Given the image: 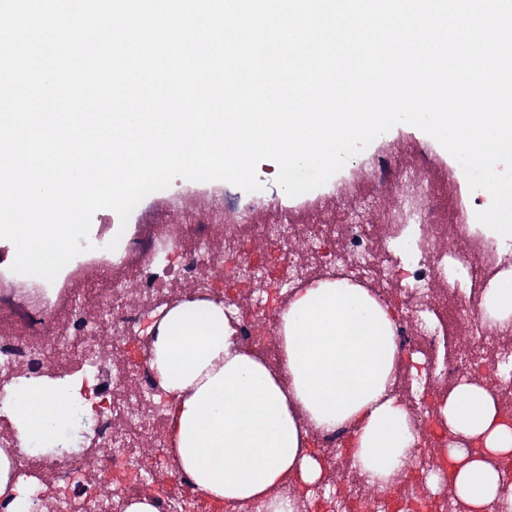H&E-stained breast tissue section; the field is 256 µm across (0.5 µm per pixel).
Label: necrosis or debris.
Masks as SVG:
<instances>
[{
	"instance_id": "obj_1",
	"label": "necrosis or debris",
	"mask_w": 512,
	"mask_h": 512,
	"mask_svg": "<svg viewBox=\"0 0 512 512\" xmlns=\"http://www.w3.org/2000/svg\"><path fill=\"white\" fill-rule=\"evenodd\" d=\"M398 178L413 183L388 216L389 245L378 248L364 222L363 213H354L345 225L339 257L311 251L305 262L292 258L296 237L289 224H228L224 227L223 250L212 256L204 248L211 231V210L200 207L188 214L183 223L169 225L167 232L146 247L123 240L124 248L138 250L125 273L136 291L125 298L121 281H114L113 291L97 299L99 317L88 322L82 308H73L66 321H56L46 306L47 291L33 289L22 311L29 323L27 335L0 334V393L37 381L55 384L63 375L62 365H70L73 376L87 382L88 406L95 426L81 451L67 450L47 457L33 455L15 460L17 475L31 481V491L38 497L44 512H126L144 480L156 484V512H208L200 495L188 494L192 480L186 473L169 475L164 463L147 464L142 451L145 440L160 441L167 426L166 401L156 372L151 365L157 332H145L147 315L177 301L178 288L188 290L192 300L218 298L221 290L251 293L254 281H262L267 293L285 297L288 284L327 273L349 263L351 273L363 279H380L389 283L404 281L403 295L412 307L411 320L395 319L394 340L399 349H412L424 343L435 349L439 336L428 311L418 309L419 295L435 282L459 288L481 267L500 273L512 260L501 253L496 237L475 224L457 225V232L474 244L471 256H463L446 247L435 223L437 200L428 182L422 180L418 167H405ZM261 239L266 255L246 252V238ZM223 288H215V280ZM230 322L240 343L261 346L264 336L276 327V314L267 301L255 303L231 317ZM136 345V357L103 366L96 355L101 346L113 351ZM436 446L430 435H421L413 466L414 477L400 499L383 495L379 512H416L422 500H429L432 512H451L447 495L429 494L425 473L435 465L432 452ZM100 469L112 472V490L100 495L82 480L80 474L87 460ZM55 472L60 485L46 483V472ZM364 483L355 477L340 485L334 496L314 501L300 499L302 512H365Z\"/></svg>"
}]
</instances>
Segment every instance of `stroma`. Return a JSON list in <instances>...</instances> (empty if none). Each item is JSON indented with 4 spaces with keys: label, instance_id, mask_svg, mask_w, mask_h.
Returning a JSON list of instances; mask_svg holds the SVG:
<instances>
[{
    "label": "stroma",
    "instance_id": "35a3bbf8",
    "mask_svg": "<svg viewBox=\"0 0 512 512\" xmlns=\"http://www.w3.org/2000/svg\"><path fill=\"white\" fill-rule=\"evenodd\" d=\"M391 161L393 169L418 165L422 179L431 181L440 200L437 222L442 225L452 249L461 254L471 251L472 243L456 234V224L469 220L465 208L466 177L456 160L431 136L409 124L395 125L377 137L364 150L352 156L343 168L324 185L292 197L277 184L279 168L276 162H259L256 173L262 185L261 193L269 199L267 207L248 208L249 192L225 182L212 181L203 189H174L165 198L145 197L132 212L128 222H121L110 209L97 211L91 221V233L112 234L123 230L125 237L148 239L162 236L168 225L180 223L185 214L195 210L204 198L218 200L223 206V221L227 224L291 223L300 228V242L305 246L337 243V229L347 222V209L356 204V196L347 194L346 186L353 185L378 194L375 209L368 213L366 222L379 243H386L389 229L387 215L400 198L412 190L410 182L381 177L375 164L378 159ZM165 213V223L154 221L156 213ZM124 267L122 256L115 255L102 262L82 255L74 257L48 285V306L58 320H65L69 308L78 305L95 308L97 296L108 290L110 282ZM480 282L463 280L460 292L448 286L433 285L426 302L436 322L437 331L444 342L430 356H422L421 366H413L412 357L402 354L397 379H404L412 371H419L429 379V398L442 400L449 385L440 375L442 362H456L463 356L462 345L469 342L472 326L460 293L480 292Z\"/></svg>",
    "mask_w": 512,
    "mask_h": 512
}]
</instances>
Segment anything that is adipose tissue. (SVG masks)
Segmentation results:
<instances>
[{
	"label": "adipose tissue",
	"mask_w": 512,
	"mask_h": 512,
	"mask_svg": "<svg viewBox=\"0 0 512 512\" xmlns=\"http://www.w3.org/2000/svg\"><path fill=\"white\" fill-rule=\"evenodd\" d=\"M387 306L364 288L313 282L296 289L279 316L275 363L242 345L223 305L186 301L158 322L152 363L170 400L167 451L196 491L214 502L265 503L295 512L282 495L288 479L309 487L326 475L313 435L352 431L353 467L371 486L396 487L410 465L414 435L405 405L390 389L400 362ZM12 414L19 452L71 419L59 390L29 384L0 397ZM458 443L449 472L431 471V490L448 489L467 512L499 505L498 461L512 458V424L485 386L463 382L439 406Z\"/></svg>",
	"instance_id": "ef3b65f1"
}]
</instances>
